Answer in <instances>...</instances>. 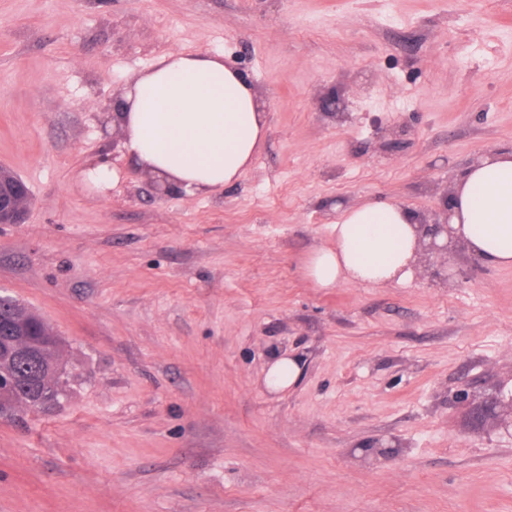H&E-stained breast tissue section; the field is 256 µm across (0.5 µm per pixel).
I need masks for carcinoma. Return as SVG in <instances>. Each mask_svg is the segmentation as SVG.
I'll return each mask as SVG.
<instances>
[{
	"label": "carcinoma",
	"instance_id": "obj_1",
	"mask_svg": "<svg viewBox=\"0 0 512 512\" xmlns=\"http://www.w3.org/2000/svg\"><path fill=\"white\" fill-rule=\"evenodd\" d=\"M11 324V335L32 328L33 333L46 339L40 361L36 365L5 356L3 323ZM60 340L52 328L36 313L18 300L0 297V415L13 417L18 409L31 410L39 403L45 409L60 402L67 392L68 380L54 377L52 369L60 360Z\"/></svg>",
	"mask_w": 512,
	"mask_h": 512
}]
</instances>
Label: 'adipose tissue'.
Returning <instances> with one entry per match:
<instances>
[{
    "label": "adipose tissue",
    "instance_id": "1",
    "mask_svg": "<svg viewBox=\"0 0 512 512\" xmlns=\"http://www.w3.org/2000/svg\"><path fill=\"white\" fill-rule=\"evenodd\" d=\"M127 155L187 191L211 193L247 172L267 130L264 104L222 55H161L133 75L119 104ZM450 223L456 240L480 262L512 267V151L489 153L455 181ZM335 244L307 264L321 288L383 287L420 269L417 214L388 200L342 210Z\"/></svg>",
    "mask_w": 512,
    "mask_h": 512
}]
</instances>
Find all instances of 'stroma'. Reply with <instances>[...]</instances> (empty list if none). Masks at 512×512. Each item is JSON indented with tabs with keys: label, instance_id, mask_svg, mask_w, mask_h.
I'll use <instances>...</instances> for the list:
<instances>
[{
	"label": "stroma",
	"instance_id": "35a3bbf8",
	"mask_svg": "<svg viewBox=\"0 0 512 512\" xmlns=\"http://www.w3.org/2000/svg\"><path fill=\"white\" fill-rule=\"evenodd\" d=\"M168 52L218 53L269 115L215 194L157 197L112 105ZM347 104L331 115L320 100ZM512 150V0H0V295L62 340L69 388L0 418V512H512V268L456 251L316 286L343 206L424 215ZM107 162L97 187L82 172ZM305 363L265 384L273 354ZM31 195L27 185L16 175L7 187L0 179V224H23L30 206ZM303 368L300 356L289 352L275 354L266 372V382L274 390H285L298 382ZM477 424L491 421L496 429L512 437V392L509 398H504L502 390L492 396L477 409L473 416Z\"/></svg>",
	"mask_w": 512,
	"mask_h": 512
}]
</instances>
